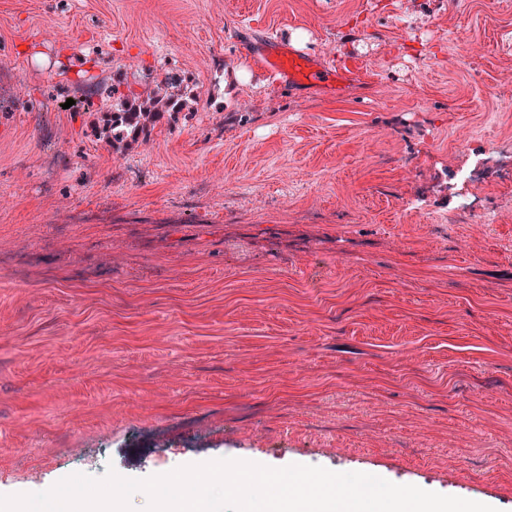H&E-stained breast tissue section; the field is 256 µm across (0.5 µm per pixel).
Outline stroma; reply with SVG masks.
I'll list each match as a JSON object with an SVG mask.
<instances>
[{"label": "stroma", "mask_w": 512, "mask_h": 512, "mask_svg": "<svg viewBox=\"0 0 512 512\" xmlns=\"http://www.w3.org/2000/svg\"><path fill=\"white\" fill-rule=\"evenodd\" d=\"M247 29L350 73L289 90ZM161 69L194 111L114 153L97 84ZM0 93L47 106L0 110V495L85 448L98 479L303 464L512 512V197L402 210L512 127V0H0Z\"/></svg>", "instance_id": "stroma-1"}]
</instances>
